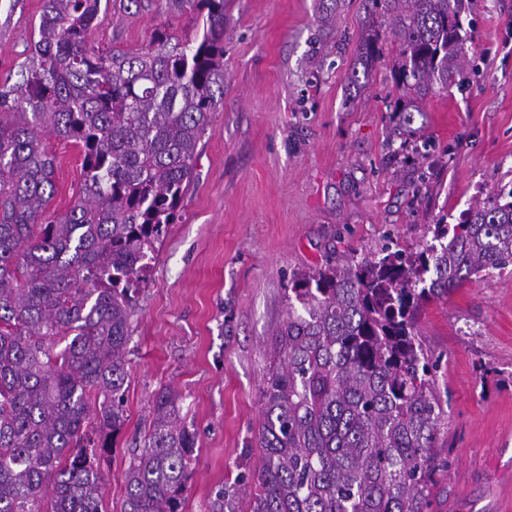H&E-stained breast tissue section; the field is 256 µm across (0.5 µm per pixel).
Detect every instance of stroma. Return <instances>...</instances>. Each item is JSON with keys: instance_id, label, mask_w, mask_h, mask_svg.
Here are the masks:
<instances>
[{"instance_id": "stroma-1", "label": "stroma", "mask_w": 512, "mask_h": 512, "mask_svg": "<svg viewBox=\"0 0 512 512\" xmlns=\"http://www.w3.org/2000/svg\"><path fill=\"white\" fill-rule=\"evenodd\" d=\"M42 0H0V85L17 82ZM370 0H224V100L201 140L179 218L157 243L127 346L126 424L103 467L121 512L132 448L169 386L194 437L183 512H249L262 450V387L272 331L288 318L296 274L418 251L436 224L512 181V0H472L468 85H434L421 111L393 70L398 44L352 81ZM204 16L179 0H102L93 40L185 41ZM49 203L65 213L81 180L69 141ZM417 331L436 364L446 415L431 512H512V272L481 273L432 301Z\"/></svg>"}]
</instances>
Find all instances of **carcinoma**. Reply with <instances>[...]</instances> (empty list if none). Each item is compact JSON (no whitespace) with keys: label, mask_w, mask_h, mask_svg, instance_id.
Listing matches in <instances>:
<instances>
[{"label":"carcinoma","mask_w":512,"mask_h":512,"mask_svg":"<svg viewBox=\"0 0 512 512\" xmlns=\"http://www.w3.org/2000/svg\"><path fill=\"white\" fill-rule=\"evenodd\" d=\"M399 41L398 83L420 111L468 80L471 0H371ZM201 38L141 52L96 46L101 0H43L20 80L0 88V512H105L101 459L125 426L126 347L147 259L175 223L197 146L224 99V0ZM376 20L358 46L380 59ZM52 135L79 147L69 211ZM420 252L386 251L294 278L263 386L251 512H428L444 405L416 328L464 281L512 268V187L477 196ZM181 395L153 397L121 512H182L194 442Z\"/></svg>","instance_id":"obj_1"}]
</instances>
